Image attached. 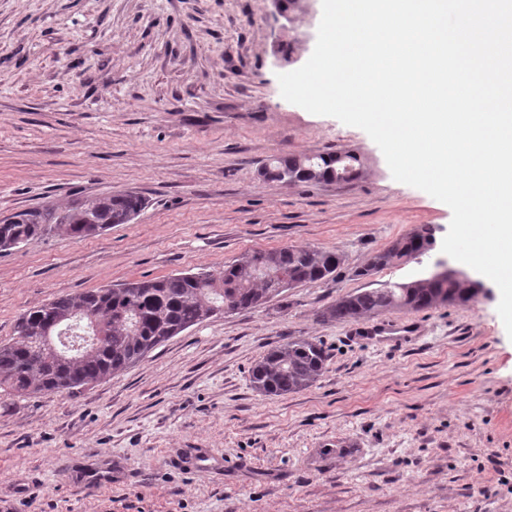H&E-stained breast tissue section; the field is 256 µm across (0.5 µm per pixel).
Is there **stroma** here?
I'll use <instances>...</instances> for the list:
<instances>
[{
  "label": "stroma",
  "mask_w": 512,
  "mask_h": 512,
  "mask_svg": "<svg viewBox=\"0 0 512 512\" xmlns=\"http://www.w3.org/2000/svg\"><path fill=\"white\" fill-rule=\"evenodd\" d=\"M321 0H0V221L48 202L135 192L95 237L0 252V342L24 311L126 281L217 269L251 250L323 247L327 279L173 336L79 389L0 396V512H512V339L500 291L463 305L326 321L339 297L431 272L450 208L393 179L361 129L283 99ZM348 152L350 182L259 174ZM433 249L359 276L420 228ZM416 322L407 346L372 335ZM309 338L311 387L265 396L251 369ZM209 469L195 471L198 460Z\"/></svg>",
  "instance_id": "obj_1"
}]
</instances>
